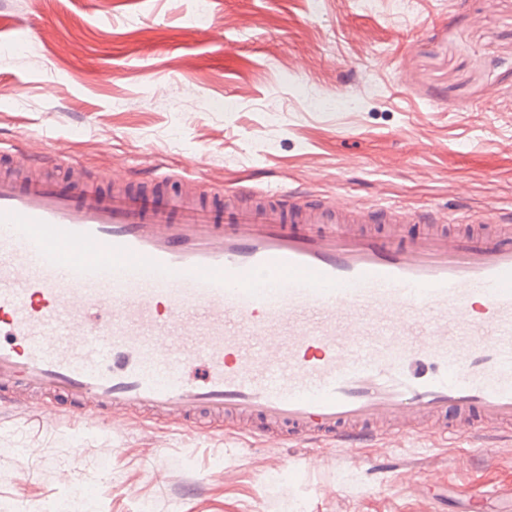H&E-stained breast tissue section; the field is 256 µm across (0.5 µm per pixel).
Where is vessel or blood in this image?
<instances>
[{"label": "vessel or blood", "instance_id": "1", "mask_svg": "<svg viewBox=\"0 0 512 512\" xmlns=\"http://www.w3.org/2000/svg\"><path fill=\"white\" fill-rule=\"evenodd\" d=\"M0 405L109 432L234 422L314 472L416 422L512 431V213L332 203L0 148Z\"/></svg>", "mask_w": 512, "mask_h": 512}]
</instances>
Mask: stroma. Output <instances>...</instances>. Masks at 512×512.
I'll return each mask as SVG.
<instances>
[{
	"instance_id": "1",
	"label": "stroma",
	"mask_w": 512,
	"mask_h": 512,
	"mask_svg": "<svg viewBox=\"0 0 512 512\" xmlns=\"http://www.w3.org/2000/svg\"><path fill=\"white\" fill-rule=\"evenodd\" d=\"M0 0V147L348 202L512 211V0ZM288 80H281V70ZM351 95L353 112L309 97ZM396 455L398 473L366 472ZM223 424L115 435L0 408V512L80 486L95 512H504L512 440L436 432L324 453L321 475Z\"/></svg>"
}]
</instances>
